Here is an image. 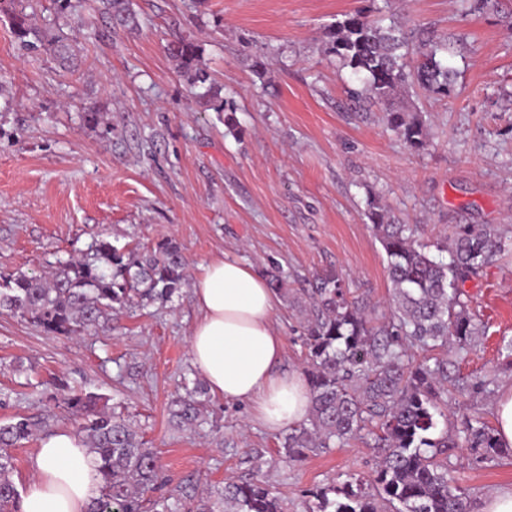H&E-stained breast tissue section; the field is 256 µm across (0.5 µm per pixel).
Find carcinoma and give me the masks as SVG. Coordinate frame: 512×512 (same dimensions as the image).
Listing matches in <instances>:
<instances>
[{
  "label": "carcinoma",
  "instance_id": "obj_1",
  "mask_svg": "<svg viewBox=\"0 0 512 512\" xmlns=\"http://www.w3.org/2000/svg\"><path fill=\"white\" fill-rule=\"evenodd\" d=\"M28 2L0 0V17L8 18L21 48L32 53L44 46L45 35L26 12ZM86 5L111 15L115 26L139 27L131 0ZM328 38V52L363 84L353 91L358 100L389 103L410 83L448 95L453 73L438 58L447 44L423 30L382 25L357 10L329 29ZM414 42L421 59L412 67L407 57ZM166 52L210 109L224 113V123L234 126V109L202 67L200 46L176 35ZM386 122L411 147L425 146L418 115L391 110ZM368 218L386 254L390 314L376 326L342 279L315 278L302 336L311 406L307 419L288 429L282 448L289 460L300 461L364 431L379 448L372 478L310 492L305 512H467L466 493L448 469V449L461 442L484 462L511 457L512 448L502 447L480 418L465 421L454 434L438 429V418L456 392L494 394L486 380L460 384L450 354L474 350L483 335L470 315L464 283L508 251L509 243L493 224H459L452 243L430 245L417 238L415 226L399 223L374 202ZM186 282V262L173 241L163 239L139 255L99 238L80 257L58 260L46 275H0V311L27 317L48 333L77 334L97 328L117 311L168 304ZM416 346L441 354L418 359ZM182 389L172 402L171 419L179 426L198 424L206 389L196 379L184 381ZM100 401L94 393L63 396L100 477L90 512H173L170 498L148 496L163 484L156 454L125 417L99 408ZM48 425L46 418L27 417L0 423V512H20L12 449ZM216 495L215 501L198 504V512H284L280 497L260 481L228 482Z\"/></svg>",
  "mask_w": 512,
  "mask_h": 512
}]
</instances>
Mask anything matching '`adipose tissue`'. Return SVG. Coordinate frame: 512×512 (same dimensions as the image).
<instances>
[{
  "instance_id": "1",
  "label": "adipose tissue",
  "mask_w": 512,
  "mask_h": 512,
  "mask_svg": "<svg viewBox=\"0 0 512 512\" xmlns=\"http://www.w3.org/2000/svg\"><path fill=\"white\" fill-rule=\"evenodd\" d=\"M193 299L191 361L210 392L248 404L272 432L305 420L309 387L301 373L278 369L284 354L273 324L278 299L264 274L233 259L209 261L193 283ZM31 470L21 512H88L99 495L92 456L75 432L42 437Z\"/></svg>"
}]
</instances>
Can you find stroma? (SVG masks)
Instances as JSON below:
<instances>
[{"label": "stroma", "instance_id": "1", "mask_svg": "<svg viewBox=\"0 0 512 512\" xmlns=\"http://www.w3.org/2000/svg\"><path fill=\"white\" fill-rule=\"evenodd\" d=\"M133 3L136 34L113 31L81 2L62 13L38 0L39 26L74 47L68 69L52 46L23 51L0 19V273H42L97 236L132 248L174 239L191 279L224 256L267 273L278 266L291 290L274 315L281 367L299 371L306 279L339 274L368 310H387L391 284L370 202L431 243L451 239L457 224L512 231V0L484 12L468 0ZM357 9L454 44L448 95L410 86L398 96L425 121L422 149L388 128L384 104L364 109L349 97L358 79L326 52L325 29ZM176 35L199 44L235 108V129L177 72L165 52ZM89 110L97 123L84 120ZM464 291L485 334L460 362L461 376L512 382L501 351L512 338V252ZM197 316L188 287L172 303L122 311L80 335L0 313V422L51 410L52 429L72 431L55 396L65 388L100 395L156 452L177 512H194L227 480L262 479L286 512H304L306 492L369 478L377 461L369 439L291 463L282 433L246 404L213 396L201 425L170 423L182 379L199 376L189 352ZM450 454L468 512L512 487V458L482 464L468 448Z\"/></svg>", "mask_w": 512, "mask_h": 512}]
</instances>
